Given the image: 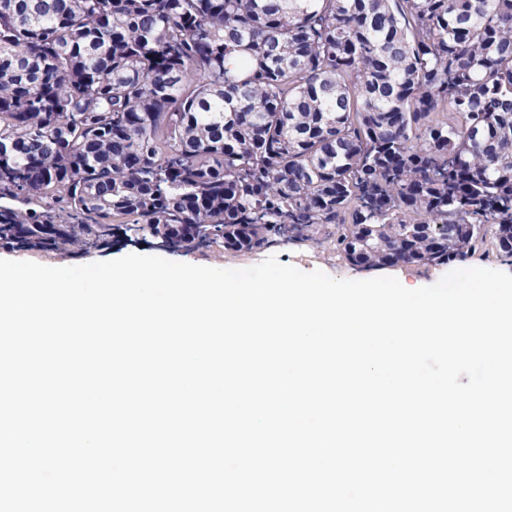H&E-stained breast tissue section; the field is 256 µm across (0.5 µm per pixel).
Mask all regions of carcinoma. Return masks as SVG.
Returning <instances> with one entry per match:
<instances>
[{
  "label": "carcinoma",
  "instance_id": "cac0c4a2",
  "mask_svg": "<svg viewBox=\"0 0 512 512\" xmlns=\"http://www.w3.org/2000/svg\"><path fill=\"white\" fill-rule=\"evenodd\" d=\"M0 239L512 259V0H0ZM5 201L8 202L13 208L18 209L20 211H25L32 208L37 210L38 212H41L49 224L59 223L55 197L53 199L44 198L42 200H34L30 204L2 199L1 204H3Z\"/></svg>",
  "mask_w": 512,
  "mask_h": 512
}]
</instances>
